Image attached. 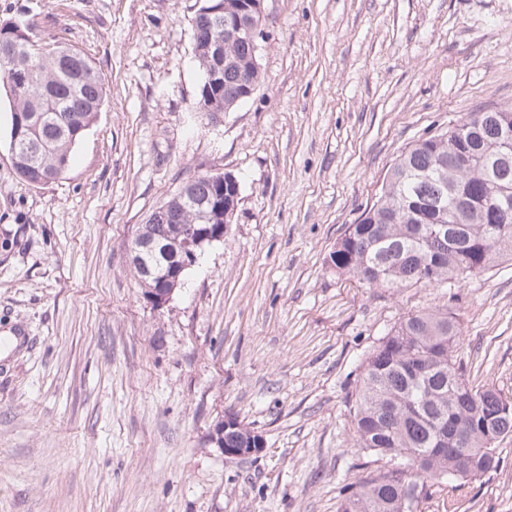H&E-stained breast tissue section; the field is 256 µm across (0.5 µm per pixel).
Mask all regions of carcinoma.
I'll use <instances>...</instances> for the list:
<instances>
[{
    "mask_svg": "<svg viewBox=\"0 0 512 512\" xmlns=\"http://www.w3.org/2000/svg\"><path fill=\"white\" fill-rule=\"evenodd\" d=\"M196 62L202 74L198 109L232 112L249 99V88L264 81L261 50L242 35L224 38L213 16L191 19ZM30 19L0 25V91L10 106V133L20 146L14 167L24 180L46 184L68 169L73 149L95 121L105 100L102 79H87L59 67L67 47L43 44ZM26 71V86H11ZM471 145V161L455 164L458 151ZM512 154V139L495 120L477 112L448 129L418 140L390 167L376 201L329 252L336 271L370 288L395 290L437 286L479 275L512 259V211H495L502 183L487 165ZM186 197L174 194L140 225L135 238L169 247V267L182 259L183 235L193 225H224V207L206 217L199 205L220 194L222 184L200 173L184 184ZM151 294L169 282L144 274L130 261ZM459 327L446 310L408 316L384 336L367 357L353 408L358 447L402 460L408 482L450 483L491 470L490 453L512 434V399L489 386L476 387L456 367ZM256 434L243 426L226 435L229 448H250ZM466 439L468 466L448 453ZM403 484L389 470L366 478L345 497L338 512H413L402 509Z\"/></svg>",
    "mask_w": 512,
    "mask_h": 512,
    "instance_id": "carcinoma-1",
    "label": "carcinoma"
}]
</instances>
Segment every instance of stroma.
I'll list each match as a JSON object with an SVG mask.
<instances>
[{
    "label": "stroma",
    "mask_w": 512,
    "mask_h": 512,
    "mask_svg": "<svg viewBox=\"0 0 512 512\" xmlns=\"http://www.w3.org/2000/svg\"><path fill=\"white\" fill-rule=\"evenodd\" d=\"M201 0H0L85 54L105 103L61 178L21 179L0 103V512H337L396 462L358 448L361 366L408 314L453 312L466 378L512 398V260L452 285L369 288L326 258L394 159L512 104V0H264L265 81L197 112ZM235 175L223 241L155 306L140 224L193 176ZM264 441L228 458L226 416ZM496 470L430 481L417 512H512Z\"/></svg>",
    "instance_id": "stroma-1"
}]
</instances>
